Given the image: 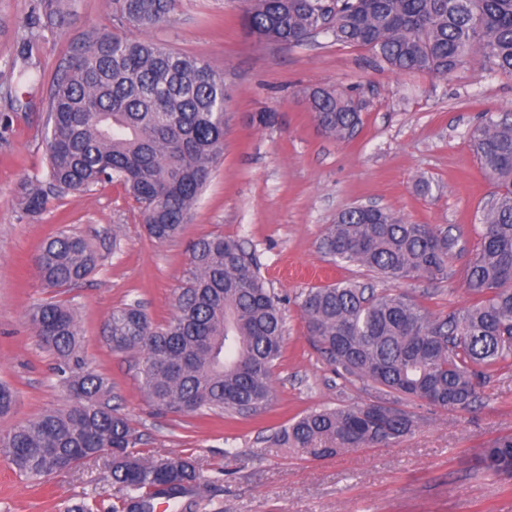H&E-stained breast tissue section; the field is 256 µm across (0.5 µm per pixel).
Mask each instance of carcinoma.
Listing matches in <instances>:
<instances>
[{
    "label": "carcinoma",
    "instance_id": "carcinoma-1",
    "mask_svg": "<svg viewBox=\"0 0 512 512\" xmlns=\"http://www.w3.org/2000/svg\"><path fill=\"white\" fill-rule=\"evenodd\" d=\"M112 20L143 32L165 23L179 0H108ZM70 13L43 0L42 30L64 28ZM248 28L297 46L324 35L364 48L396 72L447 76L476 58L490 74L512 75V0H246ZM318 128L336 141L362 123L353 97L323 87L307 94ZM224 74L205 60L153 39L92 34L70 45L48 97L46 180L21 188L24 212L37 217L54 192L89 191L118 179L143 208L147 234L173 239L210 181L222 154ZM483 175L497 188L480 216L479 242L464 278L467 306L431 312L391 288L341 281L309 289L307 330L342 378L377 386L379 400L312 410L271 437L282 448L317 457L344 448L390 447L417 419L397 407L420 400L451 410L478 401L481 369L512 361V120L485 119L470 132ZM334 260L354 263L383 283L448 277L453 239L432 224H412L381 208L352 206L322 235ZM102 255L83 237L62 232L35 257L51 288L85 281ZM28 321L58 360L71 404L0 434V456L37 481L110 454L112 480L128 495L122 512H156L159 501L192 508L199 480L189 457L145 458L133 451L128 419L112 405V382L82 370L74 311L43 302ZM280 301L242 244L221 235L192 245L177 311L154 324L138 303L112 311L104 335L113 351L141 355L140 382L162 413L248 419L274 399L280 357ZM0 383V416L14 405ZM486 473L512 475V435L481 451Z\"/></svg>",
    "mask_w": 512,
    "mask_h": 512
}]
</instances>
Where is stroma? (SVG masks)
Listing matches in <instances>:
<instances>
[{
  "instance_id": "35a3bbf8",
  "label": "stroma",
  "mask_w": 512,
  "mask_h": 512,
  "mask_svg": "<svg viewBox=\"0 0 512 512\" xmlns=\"http://www.w3.org/2000/svg\"><path fill=\"white\" fill-rule=\"evenodd\" d=\"M40 0H0V381L17 403L0 418V433L45 411L66 407L69 392L53 354L27 320L35 304H72L88 370L111 379L112 400L131 423L145 456L195 460L206 488L193 512H512V476L482 469V449L512 434V366L492 369L479 402L466 412L403 402L418 420L392 447L347 448L332 458L268 441L278 428L316 408L376 399L372 384L334 373L309 335L301 310L313 287L354 279L383 284L363 267L333 261L320 247L327 224L357 204H375L414 224H433L454 239L448 280L405 278L395 289L434 312L469 302L461 281L478 242L479 218L494 188L468 139L485 115L512 117V76L474 64L445 78L402 74L372 53L331 43L270 45L243 24L242 0H180L169 22L149 36L206 60L224 75L227 126L222 156L179 237L158 243L145 233L139 203L120 181L85 193L49 196L28 217L22 185L44 179L49 86L70 44L92 33H115L106 0H75L69 24L41 33L26 79L15 62ZM322 85L362 105L363 123L349 140L321 133L305 88ZM277 113L268 128L249 125L259 111ZM426 180L430 193L419 192ZM63 231L84 236L107 258L87 282L49 288L33 258ZM239 239L267 288L282 302L284 338L273 368L276 398L260 415L232 417L157 413L141 389L134 353L112 351L104 336L113 309L144 305L153 322L174 314L190 247L206 236ZM106 456L32 483L0 458V512H64L86 500L120 505Z\"/></svg>"
}]
</instances>
